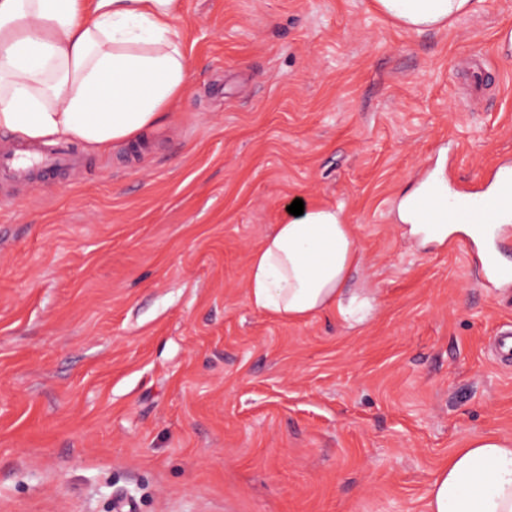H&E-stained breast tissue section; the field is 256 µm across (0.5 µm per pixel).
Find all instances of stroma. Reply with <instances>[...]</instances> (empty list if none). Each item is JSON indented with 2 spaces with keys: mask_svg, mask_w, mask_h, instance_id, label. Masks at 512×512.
<instances>
[{
  "mask_svg": "<svg viewBox=\"0 0 512 512\" xmlns=\"http://www.w3.org/2000/svg\"><path fill=\"white\" fill-rule=\"evenodd\" d=\"M173 26L189 81L161 128L0 177V512H427L451 451L512 439L488 348L512 290L396 207L512 161V0L423 33L374 0H182ZM298 198L367 256L356 328L248 301Z\"/></svg>",
  "mask_w": 512,
  "mask_h": 512,
  "instance_id": "1",
  "label": "stroma"
}]
</instances>
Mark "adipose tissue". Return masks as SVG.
Wrapping results in <instances>:
<instances>
[{"mask_svg":"<svg viewBox=\"0 0 512 512\" xmlns=\"http://www.w3.org/2000/svg\"><path fill=\"white\" fill-rule=\"evenodd\" d=\"M423 32L469 14L474 0H375ZM181 0H0V134L92 151L158 128L186 81L172 23ZM365 263L341 210L308 208L269 230L250 259L255 310L299 321L336 311L358 321L370 298L348 295ZM428 512H512V440L455 449L435 474Z\"/></svg>","mask_w":512,"mask_h":512,"instance_id":"ef3b65f1","label":"adipose tissue"}]
</instances>
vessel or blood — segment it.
I'll return each mask as SVG.
<instances>
[{
	"mask_svg": "<svg viewBox=\"0 0 512 512\" xmlns=\"http://www.w3.org/2000/svg\"><path fill=\"white\" fill-rule=\"evenodd\" d=\"M77 161L76 153L66 146L15 144L0 150V175L25 177L36 170L50 174L74 166ZM415 207L432 233H441L449 219L468 227L472 238L469 255L481 287L512 288V267L500 260L504 244L512 236V227L503 221L505 215L512 213L511 163L493 172L488 189L480 196L427 192L421 194Z\"/></svg>",
	"mask_w": 512,
	"mask_h": 512,
	"instance_id": "vessel-or-blood-1",
	"label": "vessel or blood"
}]
</instances>
